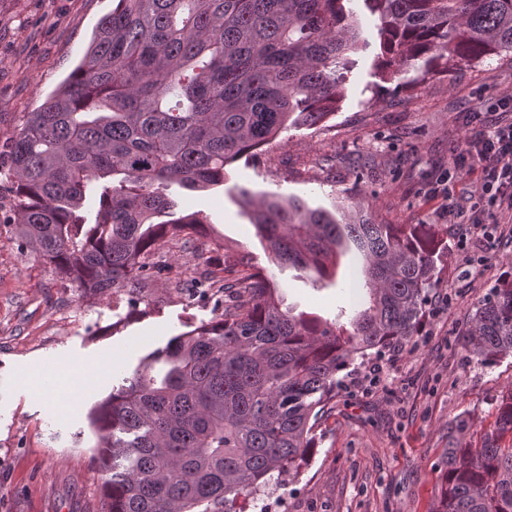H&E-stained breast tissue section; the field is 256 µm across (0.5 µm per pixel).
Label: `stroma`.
I'll use <instances>...</instances> for the list:
<instances>
[{
    "mask_svg": "<svg viewBox=\"0 0 512 512\" xmlns=\"http://www.w3.org/2000/svg\"><path fill=\"white\" fill-rule=\"evenodd\" d=\"M112 2L0 0V139L70 75ZM351 7L357 65L334 114L228 163L222 184L165 193L178 213L209 220L201 241L225 279L263 271L282 306L344 324L364 307L362 255L348 251L320 286L277 266L237 203L240 189L328 210L353 202L380 224L433 225L442 270L416 334L341 373L298 474L238 500L242 512H434L449 431L466 423L459 446H479L500 396L512 390V356L480 363L462 345L478 300L512 279V223L485 213L477 234L449 223L447 211L449 197L479 200L476 173L451 165L467 113H480L488 129L505 121L496 103L512 93V52L386 80L377 67L378 18L363 0ZM161 250L169 277L131 293L84 292L21 247L10 199L0 198V512H100L90 410L170 338L220 318L221 294L201 299L185 285L192 254L170 244ZM55 406L63 419L52 417Z\"/></svg>",
    "mask_w": 512,
    "mask_h": 512,
    "instance_id": "35a3bbf8",
    "label": "stroma"
}]
</instances>
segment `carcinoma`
<instances>
[{
	"instance_id": "1",
	"label": "carcinoma",
	"mask_w": 512,
	"mask_h": 512,
	"mask_svg": "<svg viewBox=\"0 0 512 512\" xmlns=\"http://www.w3.org/2000/svg\"><path fill=\"white\" fill-rule=\"evenodd\" d=\"M348 0H115L78 66L0 143L23 242L75 287L120 292L170 267L173 241L192 251L198 283L232 291L217 320L173 337L89 415L107 474L101 512H236L233 505L297 473L313 432L356 359L415 335L443 247L427 224L341 218L298 197L254 203L270 258L336 275L353 246L369 306L346 326L294 308L256 271L230 283L197 244L198 213L164 223V187L224 181V167L289 126L315 128L336 110L356 65ZM378 15V67L422 73L512 51V0H364ZM99 198L95 220L82 208ZM473 358L512 355V280L478 301L464 334ZM435 512H512V390L478 448L448 441Z\"/></svg>"
}]
</instances>
